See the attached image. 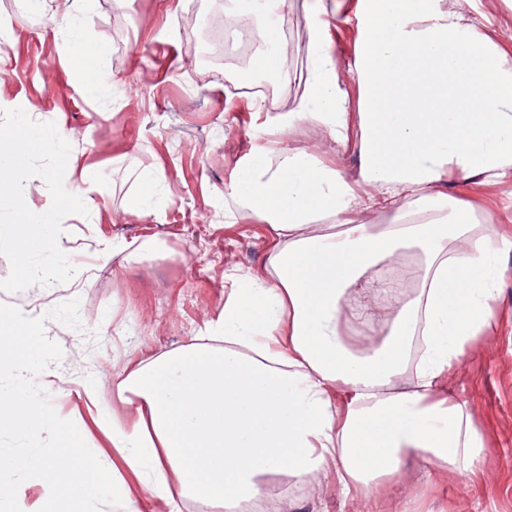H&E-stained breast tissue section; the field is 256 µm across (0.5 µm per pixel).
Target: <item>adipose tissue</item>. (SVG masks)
<instances>
[{
    "label": "adipose tissue",
    "instance_id": "ef3b65f1",
    "mask_svg": "<svg viewBox=\"0 0 512 512\" xmlns=\"http://www.w3.org/2000/svg\"><path fill=\"white\" fill-rule=\"evenodd\" d=\"M260 17L262 70L281 69L278 45L288 0H235ZM343 0H312L305 89L267 144L233 170L225 195L257 213L270 240V272L224 277V312L210 338L155 350L116 374L111 394L83 388L84 403L118 454L111 468L73 451L29 459L36 496L15 487L14 512H56L64 499L91 503L112 483L127 512L144 493L155 512L203 498L209 512H237L260 498L271 474L332 470L342 496L375 506L407 457L470 476L484 436L439 381L496 314L495 260L512 238L454 218L450 178L512 183V53L446 0H360L353 63L357 97L340 82L329 28ZM67 35L82 69L103 64L77 15L49 19ZM322 126L337 152L356 151L345 175L302 148H284L295 127ZM391 211L394 223H361ZM413 251L422 266L413 291L397 292L380 267ZM370 293L373 307L350 304ZM391 317L362 348L373 308ZM6 344L0 371L16 384L0 394V432L46 427L53 381L27 370L35 323L0 307ZM344 402H337V393ZM115 412L103 409L105 401Z\"/></svg>",
    "mask_w": 512,
    "mask_h": 512
}]
</instances>
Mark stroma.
<instances>
[{
	"label": "stroma",
	"mask_w": 512,
	"mask_h": 512,
	"mask_svg": "<svg viewBox=\"0 0 512 512\" xmlns=\"http://www.w3.org/2000/svg\"><path fill=\"white\" fill-rule=\"evenodd\" d=\"M306 0L288 4L296 60L287 90L274 98L226 90L224 69L192 49L201 30H186L183 0H84L79 17L105 65L89 91L62 35L43 27L25 0H0V111L23 108L55 123L71 145L66 180L86 168L101 178L87 194L88 215L64 219L60 248L87 276L73 284L0 290V305L35 310L30 365L64 383L47 400L52 427L31 432L23 451L53 454L70 436L95 452L104 439L79 392L110 387L115 373L157 348L174 349L203 336L224 309V272L265 274L270 244L261 218L228 211L224 186L237 162L261 145V124L291 110L301 95L310 31ZM465 18L512 49V7L505 0H458ZM358 0H345L351 19L333 33L337 70L349 93L360 39ZM296 146L354 173L356 152L336 155L323 127L298 129ZM449 196L460 217L476 215L512 237V184L475 186L453 178ZM150 194L142 213L132 199ZM108 262H101L102 251ZM497 265L492 327L469 345L449 384L482 432L486 454L477 476L439 472L406 459L396 486L381 487L380 512H512V251ZM266 512H354L334 472L293 480L287 495L267 494Z\"/></svg>",
	"instance_id": "35a3bbf8"
}]
</instances>
